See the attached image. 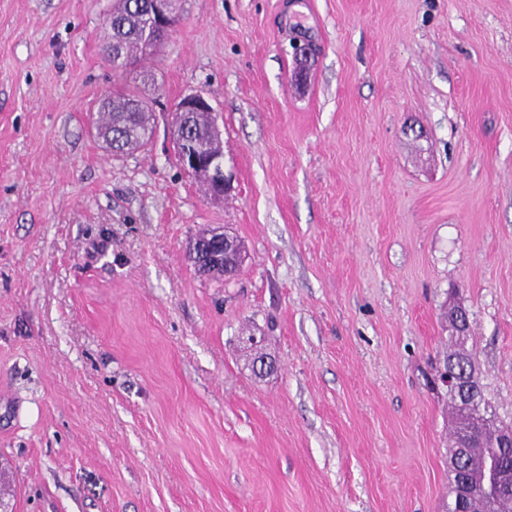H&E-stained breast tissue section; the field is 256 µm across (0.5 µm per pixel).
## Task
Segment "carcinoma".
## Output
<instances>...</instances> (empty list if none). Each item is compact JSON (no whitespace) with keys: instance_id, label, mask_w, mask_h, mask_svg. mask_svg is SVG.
<instances>
[{"instance_id":"cac0c4a2","label":"carcinoma","mask_w":512,"mask_h":512,"mask_svg":"<svg viewBox=\"0 0 512 512\" xmlns=\"http://www.w3.org/2000/svg\"><path fill=\"white\" fill-rule=\"evenodd\" d=\"M103 30L104 53L116 74L129 64L146 55L149 43L161 42L163 35L149 10L148 0H112V10L106 15ZM139 98L124 85L115 83L108 95V102L101 106L94 122L104 136L106 150L114 155L126 154L143 148L153 132L151 112L136 105ZM216 115L213 112H184L179 117L175 131L177 139H184L201 157L224 153L221 140L215 134ZM224 256V265L205 264L194 256L198 270L204 274L221 272L235 275L243 262L242 247L236 238L218 250ZM496 427L483 432L484 447L468 449L461 475L472 476L489 472L502 462L512 464V450L494 447L492 443Z\"/></svg>"}]
</instances>
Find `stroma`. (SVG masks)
I'll return each mask as SVG.
<instances>
[{"label":"stroma","instance_id":"1","mask_svg":"<svg viewBox=\"0 0 512 512\" xmlns=\"http://www.w3.org/2000/svg\"><path fill=\"white\" fill-rule=\"evenodd\" d=\"M111 7L0 0L7 512H447L450 307L512 425V0H177L120 156ZM189 94L220 200L177 160ZM210 231L236 277L190 261ZM139 100L117 82L108 95V102L97 112L95 128L105 138V149L113 155L139 150L152 136L151 112L135 105ZM178 112H183L179 117V124L175 131L178 140L185 139L190 147L200 157L193 153L188 146L182 150L186 166L189 164L204 179L209 180L215 186V192L211 195L214 199L224 198L230 189V176L224 173V150L221 140L215 134L216 115L212 112L209 102L199 94L185 96L181 103H177ZM188 110H211V112H185ZM228 236V235H227ZM231 239V243L227 244L224 250V244L221 249L218 250V253L222 255V258L224 256V265L222 264L219 268L212 264H205L200 260L199 257V250L195 248V256L194 261L195 264L198 267V270L204 274L212 273V272H221L224 274V276H233L235 275L239 270L243 262V250L238 242V240L232 236H228ZM206 253L208 256L207 259H211L212 263L216 261V259L220 258L218 253L211 252L209 253L208 250H206Z\"/></svg>","mask_w":512,"mask_h":512}]
</instances>
